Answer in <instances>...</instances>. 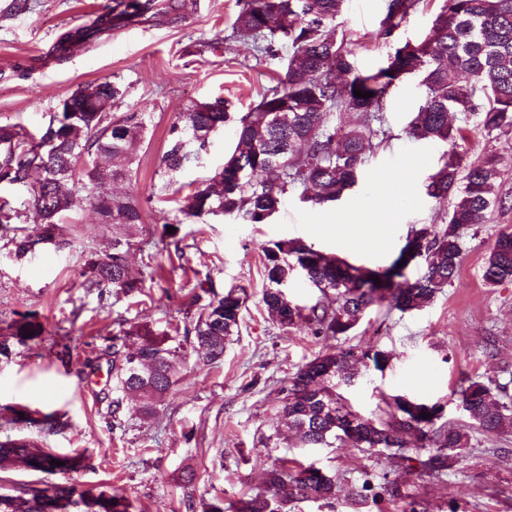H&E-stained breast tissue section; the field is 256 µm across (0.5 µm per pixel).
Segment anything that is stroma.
Returning a JSON list of instances; mask_svg holds the SVG:
<instances>
[{
  "mask_svg": "<svg viewBox=\"0 0 512 512\" xmlns=\"http://www.w3.org/2000/svg\"><path fill=\"white\" fill-rule=\"evenodd\" d=\"M105 2L38 0L33 12L0 16V124L38 131L79 88L104 78L119 81L126 95L113 114L144 112L146 129L132 181L108 190L138 200L143 222L131 264H151L155 273L134 298L83 288L87 252H105L112 241L111 225L100 223L88 207L62 218L70 247L48 245L21 260L0 250V342L11 347L9 356H0V439L27 438L85 459L84 468L71 474L10 473L11 485L73 484L116 491L135 512H202L207 497L229 499L260 489L264 470L288 459L315 463L342 487L366 470L388 474L405 481L428 512H512V433L473 432L470 448L443 474L422 467V450L406 459L386 453L368 458L346 445L303 448L282 439L267 448L261 442L278 422L281 380L337 344L306 328L283 331L269 318L262 303V246L299 238L351 264L381 268L397 258L412 229L442 224L448 212V201L427 196L423 187L447 144L404 132L420 102L416 78L394 89L385 108L388 141L331 210L301 202L292 190L265 224L229 216L188 218L183 209L189 195L222 169L237 137L230 124L216 132L202 164L172 174L166 187L157 169L170 123L194 103L217 97L247 112L276 85L279 61L257 58L251 43L231 38L238 0H180L178 14L148 15L102 33L65 61L49 57L63 33L89 24ZM385 7L386 0H345L337 18L352 38L359 67H373L387 53L377 37ZM452 123L466 129L455 147L463 166L496 156L495 192L509 206L492 209L484 223L467 231L459 273L432 303L405 313L377 308L356 328L351 343L395 354L385 371L362 372L343 391L367 418L380 416L383 395L404 392L442 403L444 421L462 424V379L512 382V283L492 286L482 277L499 232L512 230V131L489 137L459 114ZM167 224L173 237L163 235ZM344 224L370 225L372 236L348 240L340 230ZM148 238L157 242L149 253L138 245ZM200 282L218 295L246 289L238 335L216 363L188 355L155 419L142 421L137 401L129 398L121 426H113L104 351L120 322L182 325ZM25 313L36 315L45 332L22 344L11 337L10 326ZM47 415L56 428L43 425Z\"/></svg>",
  "mask_w": 512,
  "mask_h": 512,
  "instance_id": "35a3bbf8",
  "label": "stroma"
}]
</instances>
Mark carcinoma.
<instances>
[{
  "label": "carcinoma",
  "instance_id": "cac0c4a2",
  "mask_svg": "<svg viewBox=\"0 0 512 512\" xmlns=\"http://www.w3.org/2000/svg\"><path fill=\"white\" fill-rule=\"evenodd\" d=\"M344 0H243L233 33L253 43L259 57L277 56L275 45L288 48L284 74L248 112L239 116L223 99L212 108L189 107L168 128L169 148L158 173L165 176L198 163L207 155L211 137L225 125H236L237 146L212 182L197 188L184 210L188 217L235 215L252 224L267 223L290 189H303L302 200L331 207L342 200L363 175L370 155L387 141L384 106L402 78L420 73L421 102L412 113L406 133L417 140L456 142L463 128L448 123V114L476 118L486 135L512 129V0H442L425 34L417 40L396 42L394 33L425 0H387L377 37L388 52L382 65L360 71L354 63L351 40L338 31L336 19ZM154 9V0H113L91 24L69 32L67 47H79ZM94 96L80 91L69 97L70 111L56 112L40 136L15 125H0V188L31 193L33 211L42 233L23 234L26 212L0 196V248L18 259L41 243L57 248L70 245L61 216L89 205L103 223H112V247L87 254L83 287L110 288L116 296L142 293L150 266L133 272L128 261L130 229L142 223V209L131 196L104 194V183L131 179L132 156L144 129V113L116 117L94 111L93 98L120 101L125 89L104 78L89 83ZM371 92L369 98L354 91ZM361 115L358 125L336 117ZM112 159L102 167L97 157ZM84 167L77 169L79 161ZM499 171L493 159L462 171L455 150L443 154L428 175L426 194L450 199L442 227L414 231L398 258L388 267L354 266L325 254L301 239H284L263 248L268 287L262 302L283 330L305 325L315 336H350L367 309L387 303L401 312L430 304L452 284L459 267L465 232L482 224L486 214L503 200L494 194ZM420 260L422 275L414 282L395 283L403 276L401 262ZM303 272L318 298L301 305L286 288ZM482 277L490 285L512 281V232H501L487 255ZM380 282H375V279ZM193 295L198 310L188 317L183 339L148 322H125L112 337V398L108 413L122 424L123 401L139 397L142 419L157 410L177 384L184 363L183 342H190L197 359L212 363L224 356L226 342L239 333L245 291L231 288L202 304L209 293L204 283ZM12 335L25 344L42 335L40 323L22 318L12 324ZM31 337H25V334ZM394 354L378 347L345 345L329 348L300 366L279 388L281 428L265 437V445L288 436L305 448H334L343 442L337 425L350 416L356 428L351 446L364 454L390 451L402 455L416 447L426 451L424 468L443 472L470 447L469 429L440 422L444 406L408 394L385 398L386 417L361 416L340 393L355 385L361 370L383 372ZM498 394L483 381L466 379L459 394L470 429L487 436L512 430V395L507 385ZM62 465L56 466L52 461ZM80 456L59 455L20 438L0 442V473L13 471L69 473L82 467ZM336 478L314 464L300 461L267 470L264 489L235 500L214 497L203 512H289L288 505L314 499L327 505L336 500ZM348 497L356 505L402 501L403 512H425L397 479L377 481L369 473L351 483ZM133 512L124 496L106 490H78L74 485L51 489L31 485H0V512Z\"/></svg>",
  "mask_w": 512,
  "mask_h": 512
}]
</instances>
